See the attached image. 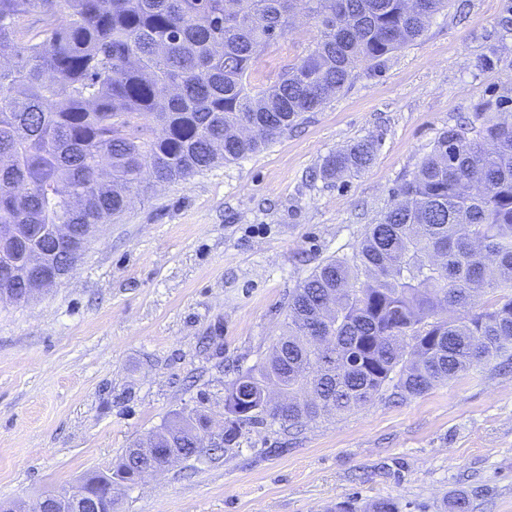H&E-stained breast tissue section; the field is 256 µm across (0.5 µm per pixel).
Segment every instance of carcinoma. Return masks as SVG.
<instances>
[{
    "instance_id": "1",
    "label": "carcinoma",
    "mask_w": 512,
    "mask_h": 512,
    "mask_svg": "<svg viewBox=\"0 0 512 512\" xmlns=\"http://www.w3.org/2000/svg\"><path fill=\"white\" fill-rule=\"evenodd\" d=\"M37 42L35 10L57 0H0V249L17 266L52 252L55 224H103L145 193L146 171L185 180L238 161L420 38L449 0H64ZM307 13L320 35L299 63L263 82L256 63ZM364 139L326 160L330 177L361 172ZM350 256L324 261L292 293L286 331L259 364L225 387L224 447L245 425L300 427L372 401L402 397L500 358L512 362V121L476 112L451 127ZM498 300L476 307L474 293ZM288 396L275 418L265 390ZM202 413L160 427L184 458L200 456ZM400 512L391 498L363 510Z\"/></svg>"
}]
</instances>
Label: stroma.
I'll return each instance as SVG.
<instances>
[{
    "mask_svg": "<svg viewBox=\"0 0 512 512\" xmlns=\"http://www.w3.org/2000/svg\"><path fill=\"white\" fill-rule=\"evenodd\" d=\"M319 36L298 15L259 60L272 82ZM512 88V0H450L415 42L260 151L134 198L74 270L29 301L0 303V501L110 469L177 412L224 424V385L280 336L290 295L352 253L438 136ZM370 139L372 164L321 177ZM512 512V364L427 393L385 388L306 423L244 426L235 449L180 461L129 489L120 512H328L392 498L400 512Z\"/></svg>",
    "mask_w": 512,
    "mask_h": 512,
    "instance_id": "35a3bbf8",
    "label": "stroma"
}]
</instances>
